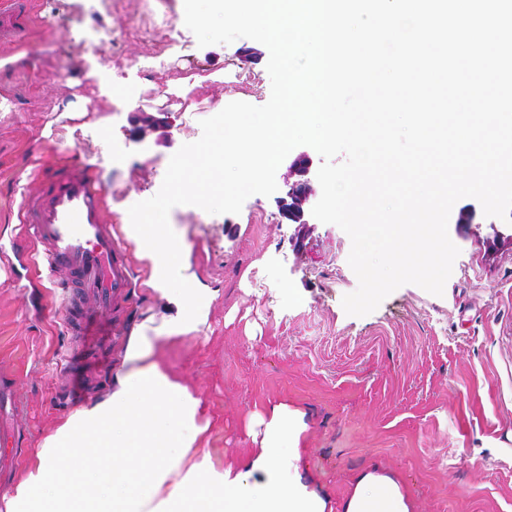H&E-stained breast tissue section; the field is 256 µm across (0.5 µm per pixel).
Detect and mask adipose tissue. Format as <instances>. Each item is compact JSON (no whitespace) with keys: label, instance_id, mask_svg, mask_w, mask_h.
I'll use <instances>...</instances> for the list:
<instances>
[{"label":"adipose tissue","instance_id":"1","mask_svg":"<svg viewBox=\"0 0 512 512\" xmlns=\"http://www.w3.org/2000/svg\"><path fill=\"white\" fill-rule=\"evenodd\" d=\"M125 231L162 307L122 343L111 392L43 438L0 512H412L400 482L375 470L339 503L310 484L300 466L308 426L283 402L253 414L255 452L215 464L203 401L160 352L208 328L217 293L198 279L163 213L142 210Z\"/></svg>","mask_w":512,"mask_h":512}]
</instances>
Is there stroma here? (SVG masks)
<instances>
[{
  "label": "stroma",
  "mask_w": 512,
  "mask_h": 512,
  "mask_svg": "<svg viewBox=\"0 0 512 512\" xmlns=\"http://www.w3.org/2000/svg\"><path fill=\"white\" fill-rule=\"evenodd\" d=\"M28 2L20 40H0V252H22L16 268L0 260V423L22 436L0 446V496L48 433L112 386L107 368L85 397L66 391L71 337L55 278L24 234L25 192L50 169L87 167L122 234L118 210L159 191L171 156L200 138L201 120L271 94L269 51L257 41L199 47L190 30L142 23L146 0ZM119 26L136 33L99 42ZM103 83L133 93L116 98ZM137 112L160 120L138 142ZM289 177L280 164L275 195L251 196L237 214L169 213L218 296L209 329L161 355L199 391L215 457L251 452L249 418L285 402L309 425L303 469L333 499L375 466L402 483L414 512H512V225L461 199L475 217L468 230H448L460 253L444 294L407 284L351 316L342 306L358 287L350 238L312 216L282 221ZM125 247L134 286L112 325L116 346L159 305L133 242Z\"/></svg>",
  "instance_id": "stroma-1"
}]
</instances>
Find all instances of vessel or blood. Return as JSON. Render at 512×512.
<instances>
[{
	"label": "vessel or blood",
	"instance_id": "b4317fda",
	"mask_svg": "<svg viewBox=\"0 0 512 512\" xmlns=\"http://www.w3.org/2000/svg\"><path fill=\"white\" fill-rule=\"evenodd\" d=\"M22 221L42 248V261L66 276L63 321L80 347L66 357L81 371L112 340L116 301L131 286L123 246L110 230L100 189L67 165L46 172L24 199Z\"/></svg>",
	"mask_w": 512,
	"mask_h": 512
}]
</instances>
